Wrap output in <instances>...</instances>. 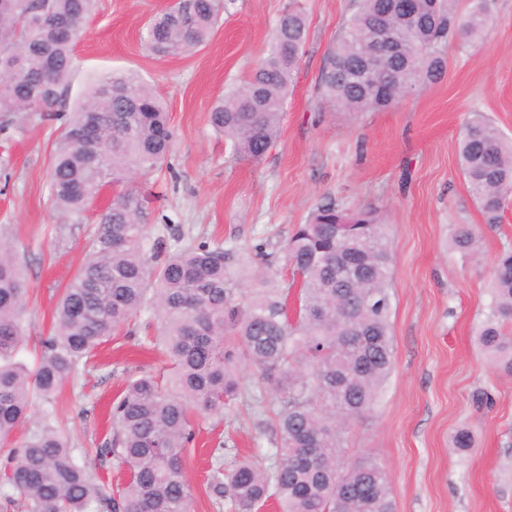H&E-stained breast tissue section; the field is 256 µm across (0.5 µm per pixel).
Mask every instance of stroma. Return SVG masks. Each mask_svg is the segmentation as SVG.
<instances>
[{"label":"stroma","mask_w":512,"mask_h":512,"mask_svg":"<svg viewBox=\"0 0 512 512\" xmlns=\"http://www.w3.org/2000/svg\"><path fill=\"white\" fill-rule=\"evenodd\" d=\"M309 33L288 94L281 134L257 163L235 158L208 123L216 102L245 84L270 49L275 23L292 2ZM172 0H99L75 47L69 89L77 99L91 78L137 72L163 97L174 129L172 171L103 187L89 218L122 188L149 199L148 224H171L179 247L278 244L304 223L323 196L378 209L393 242L394 367L375 406L344 434L343 456H370L391 481L395 512H512V377L500 375L474 332L488 301L494 261L512 245V209L502 224L484 225L458 162V136L469 113H485L512 136V0H492L486 40L456 39L442 76L394 107L352 115L332 112L317 93L328 53L355 0H224L212 39L187 56L156 57L143 43L148 21ZM57 121L31 115L21 133L0 134V233L12 238L27 282L22 325L28 340L17 358L38 360L60 288L86 253V227L49 207V162ZM480 227V256L450 246L453 225ZM141 336L117 332L80 366L51 401H35L30 418L10 434L16 443L46 409L72 447L97 448L112 437L110 411L138 368L164 369ZM487 390L493 404L477 406ZM274 387L227 406L224 420L199 419L186 452L194 512H218L205 491L217 443L239 455L271 448L262 413ZM470 449L454 448L460 428Z\"/></svg>","instance_id":"1"}]
</instances>
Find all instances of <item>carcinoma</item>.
<instances>
[{
  "label": "carcinoma",
  "instance_id": "obj_1",
  "mask_svg": "<svg viewBox=\"0 0 512 512\" xmlns=\"http://www.w3.org/2000/svg\"><path fill=\"white\" fill-rule=\"evenodd\" d=\"M95 0H0V132L21 133L29 113L59 122L52 144L51 207L81 223L107 183L171 169L174 133L155 90L128 72L94 80L67 107L74 50ZM223 0H179L153 16L144 41L158 56L188 54L215 32ZM487 0H416L408 18L400 0H357L331 48L319 84L333 112H374L440 75L442 48L464 32L488 35ZM391 33L366 75L364 44ZM308 36V19L293 6L278 19L268 55L248 81L216 104L209 125L233 156L260 161L275 143L288 91ZM461 171L484 224L503 221L512 204V138L474 113L458 142ZM147 198L124 191L89 233V255L63 288L41 358L33 370L15 361L24 341L27 289L15 247L0 237V464L10 492L27 512H192L185 448L195 414L224 417L244 391L239 367L254 370L253 387L273 383L269 409L273 448L226 462L210 451L206 493L229 512H394L389 474L380 463L342 462L340 423L375 405L393 369L391 265L387 225L373 208L325 197L276 252L267 244L224 248L201 241L174 250L149 233ZM453 247L470 256L474 224H456ZM363 281L350 286V274ZM250 288H240L242 281ZM298 289L295 316L290 289ZM144 319L170 362L169 373L129 380L112 406V442L94 449L127 467L116 486L89 472L68 439L48 424L49 411L18 444L9 435L30 417L33 398L49 399L84 359L119 327ZM490 363L512 375V248L499 255L490 302L477 331Z\"/></svg>",
  "mask_w": 512,
  "mask_h": 512
}]
</instances>
